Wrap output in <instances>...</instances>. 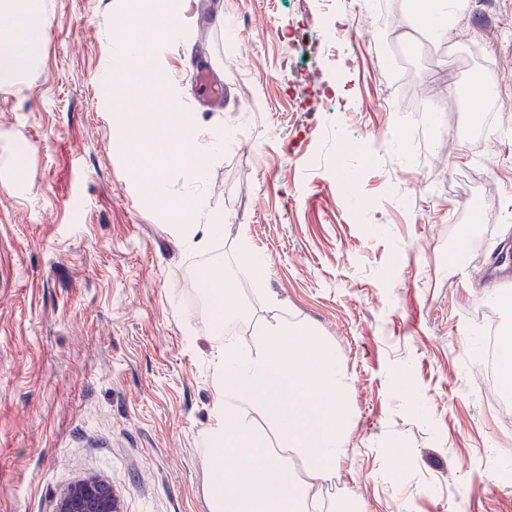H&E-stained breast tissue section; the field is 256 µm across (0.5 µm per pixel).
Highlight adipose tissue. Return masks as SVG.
I'll return each mask as SVG.
<instances>
[{"instance_id":"obj_1","label":"adipose tissue","mask_w":512,"mask_h":512,"mask_svg":"<svg viewBox=\"0 0 512 512\" xmlns=\"http://www.w3.org/2000/svg\"><path fill=\"white\" fill-rule=\"evenodd\" d=\"M44 28L36 0H0L1 87L36 63ZM200 279L217 292L213 327L223 336L242 318L238 291L214 269ZM212 369L210 512H336L325 489L345 457L352 409L332 343L308 324L275 317L249 341L225 339Z\"/></svg>"}]
</instances>
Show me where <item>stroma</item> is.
<instances>
[{"label":"stroma","mask_w":512,"mask_h":512,"mask_svg":"<svg viewBox=\"0 0 512 512\" xmlns=\"http://www.w3.org/2000/svg\"><path fill=\"white\" fill-rule=\"evenodd\" d=\"M361 2L338 0L352 23L331 57L320 0H196L163 71L189 101L199 91L185 67L207 62L224 105L195 113L239 137L198 188L168 174L171 194L198 191L224 214L223 236L190 253L112 149L121 129L102 86L125 0H40L38 61L0 87V512H53L93 477L121 512H208L220 339L194 283L210 265L233 279L250 323H308L335 345L353 425L329 496L353 512H512L500 480L512 417L481 378L476 328L491 256L512 239V136L491 147L461 136L454 90L436 85L449 39L486 35L512 95V0L459 9L448 34L423 37L398 0L401 61L447 105L429 166L414 171L379 149L419 122L389 102L393 56ZM329 92L348 113L308 108ZM340 121L353 140L337 142ZM471 194L487 201L480 213ZM243 232L267 260L266 294L241 276Z\"/></svg>","instance_id":"1"}]
</instances>
